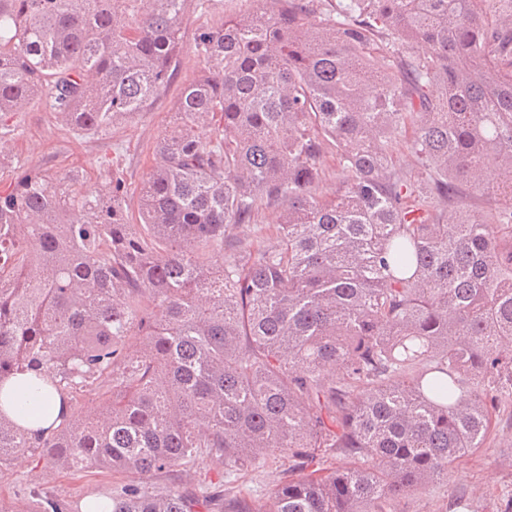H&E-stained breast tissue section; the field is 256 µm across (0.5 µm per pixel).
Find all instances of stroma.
Masks as SVG:
<instances>
[{
  "label": "stroma",
  "instance_id": "obj_1",
  "mask_svg": "<svg viewBox=\"0 0 512 512\" xmlns=\"http://www.w3.org/2000/svg\"><path fill=\"white\" fill-rule=\"evenodd\" d=\"M258 5V0H209L206 9L190 13L170 84L144 111L110 129L92 135L76 133L38 99L25 112L8 117L9 131L0 136V191L14 182L21 169L40 168L78 171L80 191L92 196L100 187L101 172L108 168L120 174L127 202L136 206L140 187L154 164V144L168 126L181 92L200 75L197 30L251 12ZM179 473V480L150 477L146 484L159 491L197 495L221 491L226 481L224 462L216 457H199L180 466ZM123 480V475L91 468L77 475L55 473L37 459L21 456L0 473V496L13 498L23 508L28 507L33 489L63 500H87L120 487ZM457 489L467 492L476 512H496L498 495L512 490V428H504L491 446L455 464L448 480L401 500L398 512H445L450 493Z\"/></svg>",
  "mask_w": 512,
  "mask_h": 512
}]
</instances>
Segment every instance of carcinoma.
<instances>
[{"instance_id":"1","label":"carcinoma","mask_w":512,"mask_h":512,"mask_svg":"<svg viewBox=\"0 0 512 512\" xmlns=\"http://www.w3.org/2000/svg\"><path fill=\"white\" fill-rule=\"evenodd\" d=\"M205 2L0 0V116L40 97L93 134L142 111ZM273 2L197 30L139 221L114 172L93 198L42 169L0 193V386L98 395L37 429L0 403V470L36 454L131 479L85 505L33 491L26 512H392L512 406V0ZM481 194L503 202L475 215ZM272 202L277 242L229 248ZM204 454L279 456L288 479L259 505L138 484ZM342 175L336 168L335 155L328 153L323 161V179L319 186V192L323 196L332 197L341 184Z\"/></svg>"}]
</instances>
